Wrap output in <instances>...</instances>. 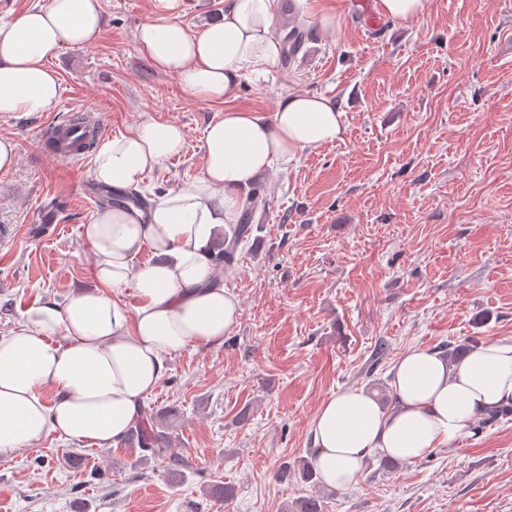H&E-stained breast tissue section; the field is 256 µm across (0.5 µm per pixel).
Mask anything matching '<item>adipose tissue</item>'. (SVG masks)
<instances>
[{"label":"adipose tissue","mask_w":512,"mask_h":512,"mask_svg":"<svg viewBox=\"0 0 512 512\" xmlns=\"http://www.w3.org/2000/svg\"><path fill=\"white\" fill-rule=\"evenodd\" d=\"M184 8L185 0H152L136 42L142 57L177 75L191 97L225 103L204 130L202 171L150 198L147 211L97 212L82 227L93 249L95 287L30 306L0 336L2 455L52 432L115 446L139 419L174 353L223 346L241 307L224 286L237 270L220 268L214 238L237 223L242 196L261 175L344 134V112L321 93L288 94L268 115L229 106L242 77L280 67L275 0H224L221 15L195 33L178 20ZM102 27L101 0H41L0 18V113L52 110L64 87L50 57L93 44ZM184 142L178 123L141 121L99 141L93 178L117 192L138 188ZM146 249L154 261L137 264ZM124 288L137 296L135 308L118 298ZM510 403L512 340L478 345L453 361L414 348L394 367L391 408L352 387L321 403L308 429L313 462L324 485L344 489L358 483L373 454L414 462L469 435L480 416Z\"/></svg>","instance_id":"1"}]
</instances>
